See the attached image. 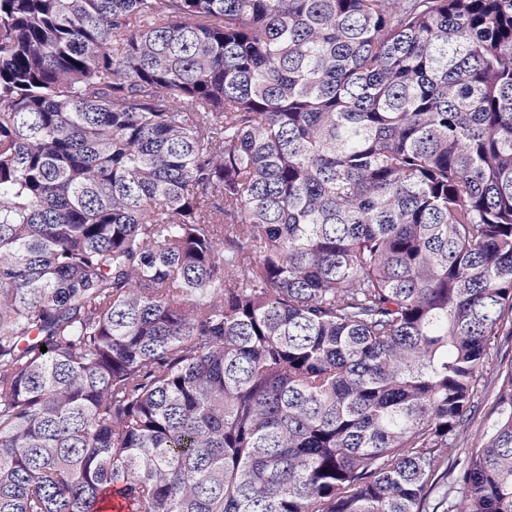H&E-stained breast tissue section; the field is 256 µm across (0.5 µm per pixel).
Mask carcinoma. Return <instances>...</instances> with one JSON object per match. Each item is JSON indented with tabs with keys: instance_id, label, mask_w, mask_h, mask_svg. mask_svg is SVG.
Returning a JSON list of instances; mask_svg holds the SVG:
<instances>
[{
	"instance_id": "cac0c4a2",
	"label": "carcinoma",
	"mask_w": 512,
	"mask_h": 512,
	"mask_svg": "<svg viewBox=\"0 0 512 512\" xmlns=\"http://www.w3.org/2000/svg\"><path fill=\"white\" fill-rule=\"evenodd\" d=\"M507 309L512 0H0V512H422Z\"/></svg>"
}]
</instances>
